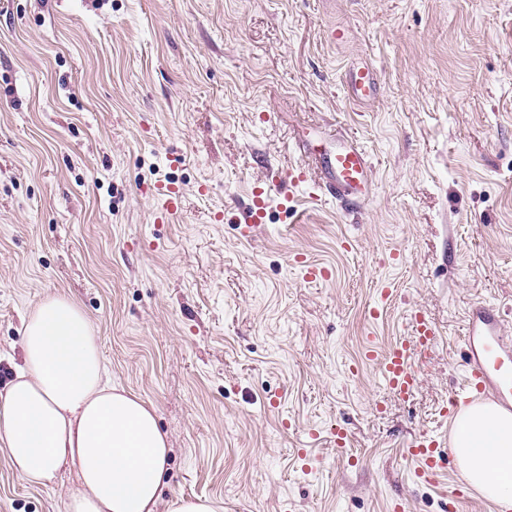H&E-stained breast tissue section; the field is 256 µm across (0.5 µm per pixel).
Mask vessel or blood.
I'll list each match as a JSON object with an SVG mask.
<instances>
[{"label": "vessel or blood", "instance_id": "vessel-or-blood-1", "mask_svg": "<svg viewBox=\"0 0 512 512\" xmlns=\"http://www.w3.org/2000/svg\"><path fill=\"white\" fill-rule=\"evenodd\" d=\"M349 98L365 104L376 98L379 84L375 70L367 64L351 68L345 75ZM306 163L318 171L319 185L326 196L342 204L358 205L369 195L370 164L364 149L354 140L339 138L328 143L318 133L305 132L299 138ZM154 196L162 202L159 219L174 215L180 206L182 189L172 183H158ZM411 335L400 337L383 348L369 340L366 358L382 375L388 392L400 400L410 399L419 386L415 370L417 360L426 357L438 343L433 323L422 315L410 318ZM463 384L443 411L451 419L458 408L493 397L503 408L512 409V337L507 336L504 322L493 307L482 306L470 312L464 321ZM416 476L423 482L437 484L447 458L454 450L444 447L441 436L422 432L406 448Z\"/></svg>", "mask_w": 512, "mask_h": 512}]
</instances>
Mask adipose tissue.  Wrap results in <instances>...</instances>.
I'll return each mask as SVG.
<instances>
[{
  "label": "adipose tissue",
  "instance_id": "ef3b65f1",
  "mask_svg": "<svg viewBox=\"0 0 512 512\" xmlns=\"http://www.w3.org/2000/svg\"><path fill=\"white\" fill-rule=\"evenodd\" d=\"M23 364L0 392V450L24 480L75 472L66 512H217L205 499L162 504L169 449L153 410L106 377L89 321L63 294L43 299L22 336ZM453 445L467 482L512 512V413L463 410Z\"/></svg>",
  "mask_w": 512,
  "mask_h": 512
}]
</instances>
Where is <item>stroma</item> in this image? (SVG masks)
<instances>
[{"instance_id":"obj_1","label":"stroma","mask_w":512,"mask_h":512,"mask_svg":"<svg viewBox=\"0 0 512 512\" xmlns=\"http://www.w3.org/2000/svg\"><path fill=\"white\" fill-rule=\"evenodd\" d=\"M364 60L381 93L357 105L344 78ZM304 127L363 147L364 204L317 199L313 169L289 184ZM159 182L183 190L165 223ZM54 294L152 406L163 501L441 512L459 467L415 482L404 444L443 430L469 311L499 308L512 334V0H0V388ZM416 312L439 345L400 401L365 342ZM73 480L27 483L0 450V512H64Z\"/></svg>"}]
</instances>
